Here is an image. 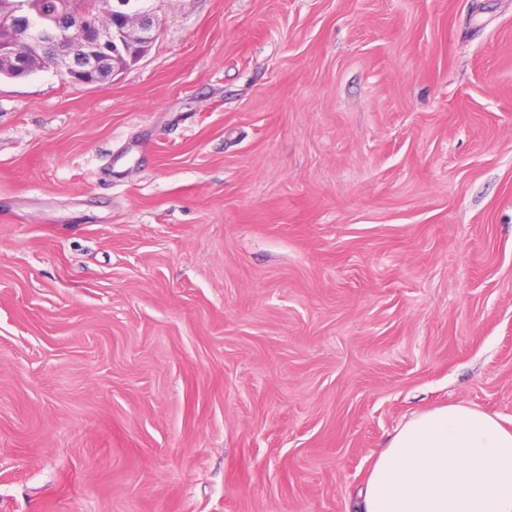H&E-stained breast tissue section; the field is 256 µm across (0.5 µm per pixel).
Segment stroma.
Segmentation results:
<instances>
[{"label": "stroma", "instance_id": "35a3bbf8", "mask_svg": "<svg viewBox=\"0 0 512 512\" xmlns=\"http://www.w3.org/2000/svg\"><path fill=\"white\" fill-rule=\"evenodd\" d=\"M0 79V512H352L412 414L512 427V0H160Z\"/></svg>", "mask_w": 512, "mask_h": 512}]
</instances>
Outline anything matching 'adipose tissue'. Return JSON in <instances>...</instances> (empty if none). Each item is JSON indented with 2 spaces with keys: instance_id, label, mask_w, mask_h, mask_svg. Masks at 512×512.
I'll list each match as a JSON object with an SVG mask.
<instances>
[{
  "instance_id": "obj_1",
  "label": "adipose tissue",
  "mask_w": 512,
  "mask_h": 512,
  "mask_svg": "<svg viewBox=\"0 0 512 512\" xmlns=\"http://www.w3.org/2000/svg\"><path fill=\"white\" fill-rule=\"evenodd\" d=\"M354 512H512V429L464 404L412 415L374 458Z\"/></svg>"
}]
</instances>
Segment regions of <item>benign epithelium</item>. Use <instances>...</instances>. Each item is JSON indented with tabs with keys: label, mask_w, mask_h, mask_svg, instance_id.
I'll list each match as a JSON object with an SVG mask.
<instances>
[{
	"label": "benign epithelium",
	"mask_w": 512,
	"mask_h": 512,
	"mask_svg": "<svg viewBox=\"0 0 512 512\" xmlns=\"http://www.w3.org/2000/svg\"><path fill=\"white\" fill-rule=\"evenodd\" d=\"M0 34L7 36L13 71L25 77L53 68L66 84L106 85L147 53L160 34L154 0L144 8L127 0H3Z\"/></svg>",
	"instance_id": "7a95c632"
}]
</instances>
